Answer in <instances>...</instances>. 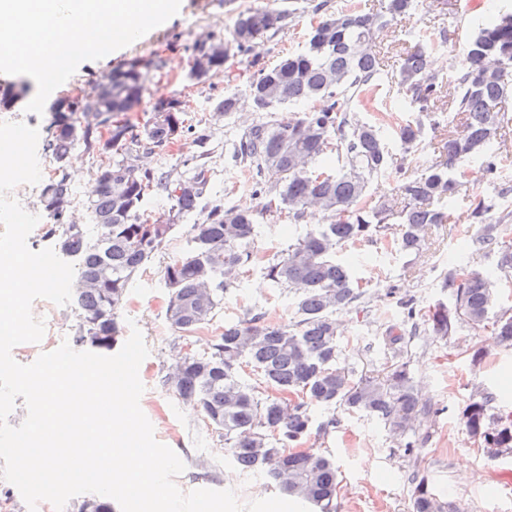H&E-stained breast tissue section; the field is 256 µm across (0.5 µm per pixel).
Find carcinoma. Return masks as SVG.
Masks as SVG:
<instances>
[{"instance_id": "obj_1", "label": "carcinoma", "mask_w": 512, "mask_h": 512, "mask_svg": "<svg viewBox=\"0 0 512 512\" xmlns=\"http://www.w3.org/2000/svg\"><path fill=\"white\" fill-rule=\"evenodd\" d=\"M305 8L314 20L302 51L286 53L268 68L250 61L256 72L247 90L263 118L228 142L231 159L253 177V202L212 206L202 223L191 226L187 251L160 269L169 293L166 320L185 339L220 316L224 292L238 287L255 264L251 246L261 234L259 214L284 210L289 223L298 224L307 209H317L328 223L288 240L287 248L261 262L270 284L294 297L295 314L279 323L256 312L224 325L206 351L179 359L165 383L224 438L227 458L239 470L261 476L315 512H337L339 475L330 456L299 444L314 430L336 428L342 412L372 417L394 437L410 464L412 512H448L447 499L420 469V445L428 439L421 424L437 410L419 393L408 343L422 331L446 340L467 324L512 345V308H502L498 297L500 281H512V239L504 233L512 211L498 215L494 201L470 200L478 230L468 250L494 255L495 266L448 267L441 281L448 300L426 311L412 300L400 302L403 318L383 332L387 357L376 375L347 362L339 341L336 311L364 303L367 291L336 253L384 235L397 252L416 257L431 243L432 229L448 223V210L464 192L467 165L501 177L512 161V110L505 109L512 98V12L495 10L489 0L473 5L485 23L471 33L464 59L451 61L445 77L432 70L430 58L452 40L447 27L432 39H410L390 70L389 47L378 40L417 16L424 0H383L367 11L306 0ZM292 17L291 11L258 8L239 13L228 37L222 27L211 28L183 45L186 61L197 65L190 78L204 81L229 60L249 57ZM162 65L160 58L132 59L48 108L44 150L55 168L42 182L36 207L49 220L45 238L75 266L73 341L102 352L123 339L121 312L132 282L209 193L203 121H189L174 98L157 99L137 127L119 119L142 104L150 72ZM385 84L414 112L394 128L397 151L386 117L368 122L355 112ZM29 89L26 81L7 86L0 109L11 108ZM236 106L233 94L218 98L213 122L229 118ZM442 109L448 126L433 143L428 130ZM284 110L288 116H279ZM188 139L197 152L165 168L143 164L144 156ZM77 146L95 162L96 189L84 224L69 217L74 187L65 160ZM428 147L436 158L423 168L418 157ZM393 172L399 178L392 194L372 198L371 183ZM158 195L167 207L147 211V199ZM247 369L254 378L246 377ZM462 419L488 453L512 450V414L496 411L492 393L480 391ZM77 512H113V506L103 496L90 497Z\"/></svg>"}]
</instances>
